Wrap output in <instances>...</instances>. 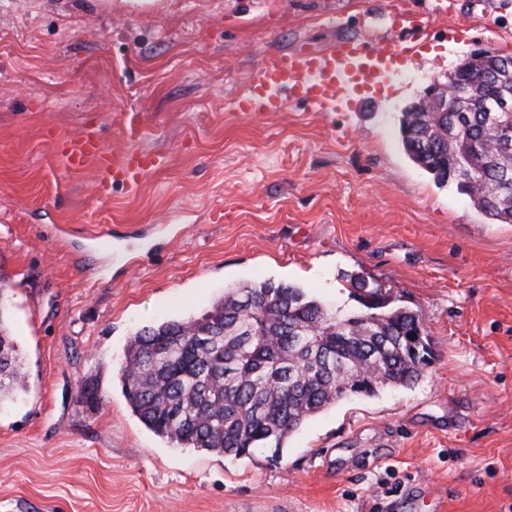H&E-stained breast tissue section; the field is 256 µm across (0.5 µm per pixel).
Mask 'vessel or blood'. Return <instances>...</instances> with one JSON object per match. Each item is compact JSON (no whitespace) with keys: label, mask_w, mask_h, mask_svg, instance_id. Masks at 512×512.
<instances>
[{"label":"vessel or blood","mask_w":512,"mask_h":512,"mask_svg":"<svg viewBox=\"0 0 512 512\" xmlns=\"http://www.w3.org/2000/svg\"><path fill=\"white\" fill-rule=\"evenodd\" d=\"M364 28L365 35L322 50L266 57L250 83L245 109L276 112L289 101L314 112H332L338 102L362 97L402 68L419 62L426 24L406 14L388 13L369 16ZM64 158L75 169L97 160V175L104 185H137L156 166L147 153L107 155L90 134L70 140Z\"/></svg>","instance_id":"obj_1"}]
</instances>
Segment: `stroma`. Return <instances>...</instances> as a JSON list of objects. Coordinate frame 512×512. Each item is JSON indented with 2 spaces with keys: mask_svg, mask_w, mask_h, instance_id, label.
I'll return each mask as SVG.
<instances>
[{
  "mask_svg": "<svg viewBox=\"0 0 512 512\" xmlns=\"http://www.w3.org/2000/svg\"><path fill=\"white\" fill-rule=\"evenodd\" d=\"M430 5L446 16L421 61L365 103L242 110L266 56ZM506 24L512 0H0V275L26 368L0 403V512H512V224L437 184L399 130L471 52L512 54ZM85 133L161 165L101 195L63 159ZM354 274L421 314L415 385L239 458L131 413L136 329L269 280L356 311Z\"/></svg>",
  "mask_w": 512,
  "mask_h": 512,
  "instance_id": "35a3bbf8",
  "label": "stroma"
}]
</instances>
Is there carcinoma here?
Instances as JSON below:
<instances>
[{"mask_svg":"<svg viewBox=\"0 0 512 512\" xmlns=\"http://www.w3.org/2000/svg\"><path fill=\"white\" fill-rule=\"evenodd\" d=\"M449 98L477 94L480 104L512 91V72L482 80L458 64ZM512 117L504 112H404L402 142L435 181L453 182L493 224H512V151L488 155ZM363 310L330 309L296 285L227 288L200 317L176 318L134 332L120 383L140 422L182 448L242 457L280 447L309 418L351 396L409 387L432 359L427 341L399 349L419 313L391 306L379 288L355 278ZM8 288L0 277V403L24 383L22 360L6 324Z\"/></svg>","mask_w":512,"mask_h":512,"instance_id":"cac0c4a2","label":"carcinoma"}]
</instances>
